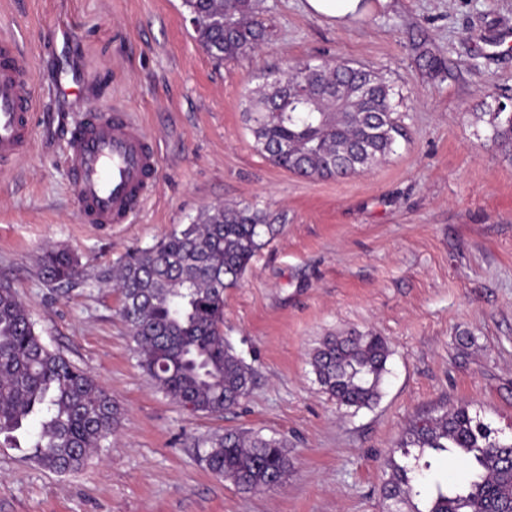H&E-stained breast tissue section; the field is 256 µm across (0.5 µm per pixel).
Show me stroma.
<instances>
[{
    "mask_svg": "<svg viewBox=\"0 0 512 512\" xmlns=\"http://www.w3.org/2000/svg\"><path fill=\"white\" fill-rule=\"evenodd\" d=\"M341 26L304 0H258L271 35L216 62L182 0H0V35L31 58V82L61 62L62 31L86 93L126 108L159 156L156 189L132 223H82L63 147L36 124L0 169V284L28 306L50 348L112 395L121 423L79 471L0 446V512H382L384 463L408 424L465 404L512 436V158L485 112H512V0H370ZM424 44L439 60L420 66ZM345 59L380 71L408 130L390 158L341 179L303 178L255 148L244 94L286 62ZM215 204H255L281 232L224 293V338L253 369L233 411L193 413L137 364L112 271ZM81 277L39 274L46 247ZM370 331L392 354L376 405L338 408L311 358L329 335ZM254 431L288 442L283 484L245 492L208 471L195 442Z\"/></svg>",
    "mask_w": 512,
    "mask_h": 512,
    "instance_id": "obj_1",
    "label": "stroma"
}]
</instances>
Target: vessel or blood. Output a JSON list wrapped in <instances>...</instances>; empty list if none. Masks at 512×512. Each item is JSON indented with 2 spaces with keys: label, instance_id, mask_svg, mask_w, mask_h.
I'll return each mask as SVG.
<instances>
[{
  "label": "vessel or blood",
  "instance_id": "vessel-or-blood-1",
  "mask_svg": "<svg viewBox=\"0 0 512 512\" xmlns=\"http://www.w3.org/2000/svg\"><path fill=\"white\" fill-rule=\"evenodd\" d=\"M31 65L11 38H0V166L25 153L32 143L31 120L41 103L30 81ZM59 99L80 91L77 74L54 75ZM70 181L83 223L128 224L156 185L157 153L134 116L101 106L81 122L64 121Z\"/></svg>",
  "mask_w": 512,
  "mask_h": 512
}]
</instances>
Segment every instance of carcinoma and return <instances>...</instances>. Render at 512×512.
I'll return each instance as SVG.
<instances>
[{
  "label": "carcinoma",
  "mask_w": 512,
  "mask_h": 512,
  "mask_svg": "<svg viewBox=\"0 0 512 512\" xmlns=\"http://www.w3.org/2000/svg\"><path fill=\"white\" fill-rule=\"evenodd\" d=\"M201 48L217 62L246 57L269 37L254 0H183ZM297 76H263L245 96L255 148L274 165L316 178L358 175L383 162L406 136L393 88L379 72L347 60L300 61ZM490 140L512 155V113L488 112ZM279 229L255 206L213 207L117 270L121 314L138 365L156 387L193 413L222 415L249 391L252 369L224 341V290L234 288ZM51 285L80 277L76 257L46 248L40 269ZM391 355L371 331L327 336L313 353L317 381L340 408H370L381 397ZM121 421L112 395L88 372L51 349L29 309L0 286V438H27L37 463L59 474L84 467ZM203 461L246 492L277 485L291 467L286 441L227 431L202 437ZM455 452L466 462L460 482L425 480L432 462L412 467L386 460L387 512H512V439L503 440L465 405L409 425L399 445Z\"/></svg>",
  "instance_id": "cac0c4a2"
}]
</instances>
